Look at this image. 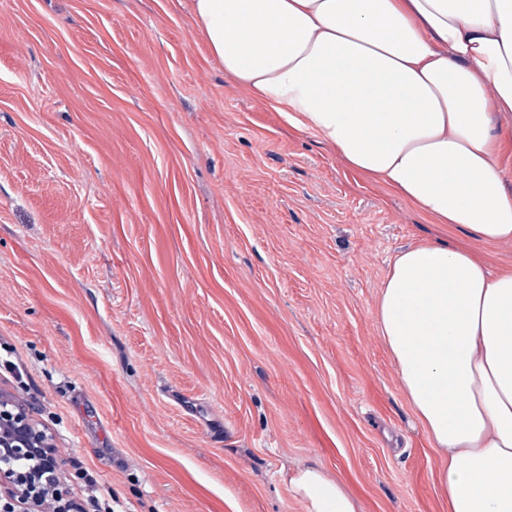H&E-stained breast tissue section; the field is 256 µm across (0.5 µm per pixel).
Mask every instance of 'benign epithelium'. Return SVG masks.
Instances as JSON below:
<instances>
[{
    "label": "benign epithelium",
    "instance_id": "1",
    "mask_svg": "<svg viewBox=\"0 0 512 512\" xmlns=\"http://www.w3.org/2000/svg\"><path fill=\"white\" fill-rule=\"evenodd\" d=\"M51 447V438L37 427L24 402L0 388V496H8L10 490L32 489L31 471L16 469L11 462Z\"/></svg>",
    "mask_w": 512,
    "mask_h": 512
}]
</instances>
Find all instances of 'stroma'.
Instances as JSON below:
<instances>
[{
  "mask_svg": "<svg viewBox=\"0 0 512 512\" xmlns=\"http://www.w3.org/2000/svg\"><path fill=\"white\" fill-rule=\"evenodd\" d=\"M252 96L173 0H0V355L127 512H448L375 320L462 240ZM288 486L293 496L305 503L307 512H361L341 483L317 466L297 468L288 475Z\"/></svg>",
  "mask_w": 512,
  "mask_h": 512,
  "instance_id": "1",
  "label": "stroma"
}]
</instances>
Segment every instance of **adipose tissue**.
Instances as JSON below:
<instances>
[{
	"mask_svg": "<svg viewBox=\"0 0 512 512\" xmlns=\"http://www.w3.org/2000/svg\"><path fill=\"white\" fill-rule=\"evenodd\" d=\"M212 59L289 126L469 236L400 252L375 318L441 456L448 512H512V240L498 121L512 113V0H177ZM306 512H359L319 467L288 477ZM474 249L478 259L492 270L512 269V241L477 242Z\"/></svg>",
	"mask_w": 512,
	"mask_h": 512,
	"instance_id": "1",
	"label": "adipose tissue"
}]
</instances>
